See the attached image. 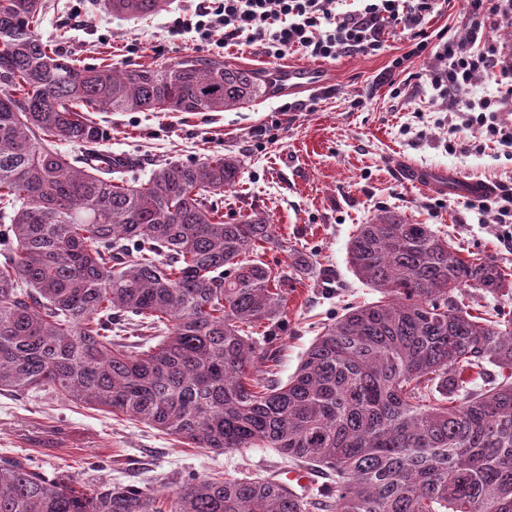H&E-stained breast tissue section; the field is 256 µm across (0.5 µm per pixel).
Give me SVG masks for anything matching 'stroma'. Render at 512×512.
Wrapping results in <instances>:
<instances>
[{
	"mask_svg": "<svg viewBox=\"0 0 512 512\" xmlns=\"http://www.w3.org/2000/svg\"><path fill=\"white\" fill-rule=\"evenodd\" d=\"M197 2L170 0L166 10L134 20L113 15L105 0H46L39 34L83 65L133 69L197 56L257 71L267 80L266 94L238 109L99 112L95 118L112 132L108 149L133 158V174L143 179L167 160L193 162L216 153L242 157L243 174L229 195L225 218L254 210L270 216L289 245L285 251L264 252V261L276 270H287L289 249L312 256L314 272L288 284L274 379L287 381L321 326L345 306L378 299V292L352 272L347 246L358 225L381 210L432 225L461 256L479 253L512 267V223H501L497 203L435 197L406 187L394 171L393 160L401 157L458 170L499 191L512 190V149L489 138L485 129L462 128L459 114L449 111L425 78L430 56L391 70L392 60L407 50L398 28L384 25L383 47L376 53H340L325 61L329 90L304 92L291 101L279 94L276 71L312 65V58L295 52L274 60L258 47L223 49L194 33L170 38L168 26ZM476 18L512 66V24L497 21L489 10L476 15L466 0H440L426 28L448 30L465 42ZM325 266L335 267L342 280L331 293L316 286V271ZM0 456L29 460L50 479L67 475L87 485L112 481L166 491L194 473L264 479L290 468L266 448L217 456L130 417L43 392L0 395Z\"/></svg>",
	"mask_w": 512,
	"mask_h": 512,
	"instance_id": "1",
	"label": "stroma"
}]
</instances>
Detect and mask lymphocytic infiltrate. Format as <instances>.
<instances>
[{
	"instance_id": "f902f5d3",
	"label": "lymphocytic infiltrate",
	"mask_w": 512,
	"mask_h": 512,
	"mask_svg": "<svg viewBox=\"0 0 512 512\" xmlns=\"http://www.w3.org/2000/svg\"><path fill=\"white\" fill-rule=\"evenodd\" d=\"M343 0H199L194 11L180 15L168 32L177 37L197 34L209 40L223 31L225 45L248 41L266 56L280 59L288 50L301 49L315 58L338 52L370 54L380 50L384 23L400 24L409 39V56L430 54L434 65L427 77L432 88L460 113L467 126L485 127L489 136L512 148V128L499 125L494 115L476 111L462 98L477 71L496 73L503 62L489 42L482 47L460 43L445 32L428 33L422 23L435 0H361L360 9L341 13Z\"/></svg>"
}]
</instances>
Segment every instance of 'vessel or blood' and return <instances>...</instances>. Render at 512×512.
<instances>
[{
  "label": "vessel or blood",
  "instance_id": "obj_1",
  "mask_svg": "<svg viewBox=\"0 0 512 512\" xmlns=\"http://www.w3.org/2000/svg\"><path fill=\"white\" fill-rule=\"evenodd\" d=\"M280 80L288 93L294 94L323 87L326 72L318 67L288 66L281 70ZM393 167L403 183L432 195H445L458 187L468 199L477 201L494 191L493 186L487 182L465 178L459 172L443 167H423L401 158L394 161ZM270 481L294 492L308 490L315 477L308 470H291L275 473Z\"/></svg>",
  "mask_w": 512,
  "mask_h": 512
}]
</instances>
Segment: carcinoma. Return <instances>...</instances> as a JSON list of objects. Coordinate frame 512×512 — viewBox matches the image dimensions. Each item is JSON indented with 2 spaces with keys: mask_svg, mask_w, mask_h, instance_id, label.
I'll return each mask as SVG.
<instances>
[{
  "mask_svg": "<svg viewBox=\"0 0 512 512\" xmlns=\"http://www.w3.org/2000/svg\"><path fill=\"white\" fill-rule=\"evenodd\" d=\"M45 9L0 0V391L48 390L216 454L270 448L330 480L301 500L198 474L163 493L1 456L0 512H512V315L478 311L512 298V269L383 210L348 245L381 298L325 325L288 381L262 377L288 282L312 259L294 251L279 272L259 253L284 247L268 215L224 220L239 157L169 161L139 182L95 161L92 117L224 112L261 95V76L203 58L80 65L40 38ZM114 329L161 337L132 351ZM473 372L492 378L474 390Z\"/></svg>",
  "mask_w": 512,
  "mask_h": 512,
  "instance_id": "cac0c4a2",
  "label": "carcinoma"
}]
</instances>
